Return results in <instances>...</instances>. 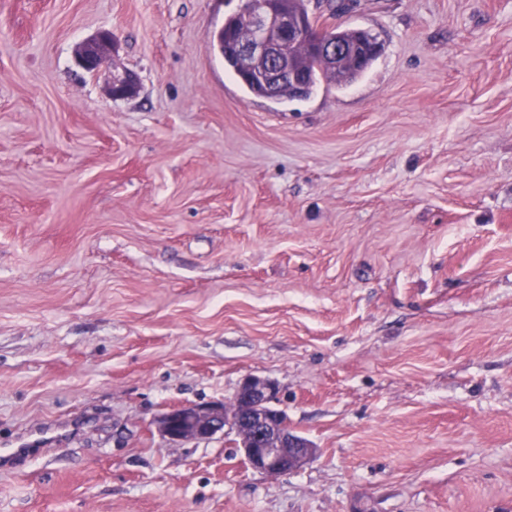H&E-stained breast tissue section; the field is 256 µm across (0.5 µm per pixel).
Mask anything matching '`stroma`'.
I'll return each instance as SVG.
<instances>
[{
    "instance_id": "stroma-1",
    "label": "stroma",
    "mask_w": 512,
    "mask_h": 512,
    "mask_svg": "<svg viewBox=\"0 0 512 512\" xmlns=\"http://www.w3.org/2000/svg\"><path fill=\"white\" fill-rule=\"evenodd\" d=\"M345 2L381 55L280 102L240 0H0V512H512V0ZM249 375L297 471L157 432ZM112 39L111 30L101 31L87 39L77 48L75 61L82 69L92 74L112 68L108 83L109 95L114 98L131 97L137 92L138 83L129 72H119L115 69L110 56Z\"/></svg>"
}]
</instances>
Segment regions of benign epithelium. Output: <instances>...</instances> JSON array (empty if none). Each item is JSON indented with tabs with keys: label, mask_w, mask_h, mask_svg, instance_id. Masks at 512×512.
<instances>
[{
	"label": "benign epithelium",
	"mask_w": 512,
	"mask_h": 512,
	"mask_svg": "<svg viewBox=\"0 0 512 512\" xmlns=\"http://www.w3.org/2000/svg\"><path fill=\"white\" fill-rule=\"evenodd\" d=\"M242 9L249 14L250 31L244 37L228 38V43L242 67L255 69L267 98H279L286 87L297 92L304 89L305 75L289 65L292 47L299 41L329 62L346 52L343 44L323 37L312 18L289 14L279 0H243ZM111 48L112 31H101L79 45L75 61L92 74L111 70L109 95L131 97L137 92V80L127 71L113 69ZM381 51V44L373 36L354 49L361 60ZM276 393L271 381L247 376L232 404L214 401L173 406L159 415L157 427L171 443L200 442L233 433L239 438L238 448L249 468L270 476H285L311 460L316 449L295 434L288 426L286 413L273 406Z\"/></svg>",
	"instance_id": "1"
}]
</instances>
